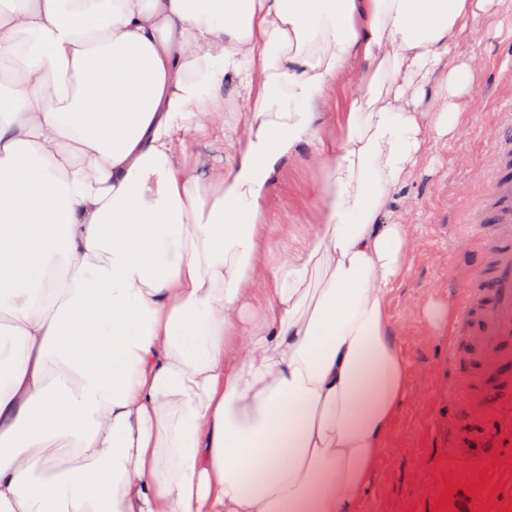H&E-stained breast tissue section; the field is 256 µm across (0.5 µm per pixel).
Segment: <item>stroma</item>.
<instances>
[{
	"instance_id": "obj_1",
	"label": "stroma",
	"mask_w": 512,
	"mask_h": 512,
	"mask_svg": "<svg viewBox=\"0 0 512 512\" xmlns=\"http://www.w3.org/2000/svg\"><path fill=\"white\" fill-rule=\"evenodd\" d=\"M462 46L481 60L475 77L477 107L466 109L465 128L448 143L431 145L410 185L397 197L396 219L409 227L411 263L393 292L390 314L396 341L409 363L410 397L398 416L388 452L373 476L361 512H436L446 482L465 485L490 470L483 491L467 501L471 512L512 505V422L497 415L463 417L453 392L459 374L448 350V330L426 333L418 304L431 299L455 313L470 264L457 233L468 207L486 190V168L498 113L512 110V17L502 28L486 16L470 23ZM317 170L289 168L274 188L269 220L300 224Z\"/></svg>"
}]
</instances>
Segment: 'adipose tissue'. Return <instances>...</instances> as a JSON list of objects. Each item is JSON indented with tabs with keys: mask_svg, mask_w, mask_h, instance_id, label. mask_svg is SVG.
Listing matches in <instances>:
<instances>
[{
	"mask_svg": "<svg viewBox=\"0 0 512 512\" xmlns=\"http://www.w3.org/2000/svg\"><path fill=\"white\" fill-rule=\"evenodd\" d=\"M492 2L0 0V512H358L408 392L392 205ZM190 149L199 157L201 164L209 166V168L227 165L228 157L222 134L213 135L205 140L191 142ZM319 172L308 168L304 163H296L288 169L283 179L274 188L270 206L269 220L273 224H304L301 210L305 195L319 180Z\"/></svg>",
	"mask_w": 512,
	"mask_h": 512,
	"instance_id": "obj_1",
	"label": "adipose tissue"
}]
</instances>
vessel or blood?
<instances>
[{"mask_svg": "<svg viewBox=\"0 0 512 512\" xmlns=\"http://www.w3.org/2000/svg\"><path fill=\"white\" fill-rule=\"evenodd\" d=\"M487 192L464 225L484 262L463 288L448 339L463 413L512 416V113L502 115Z\"/></svg>", "mask_w": 512, "mask_h": 512, "instance_id": "1", "label": "vessel or blood"}]
</instances>
